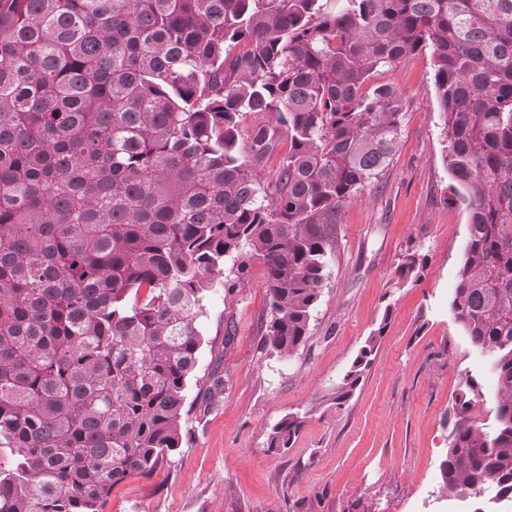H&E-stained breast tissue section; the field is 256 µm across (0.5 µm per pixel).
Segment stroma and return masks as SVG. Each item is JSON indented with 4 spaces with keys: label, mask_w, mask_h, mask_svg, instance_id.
Segmentation results:
<instances>
[{
    "label": "stroma",
    "mask_w": 512,
    "mask_h": 512,
    "mask_svg": "<svg viewBox=\"0 0 512 512\" xmlns=\"http://www.w3.org/2000/svg\"><path fill=\"white\" fill-rule=\"evenodd\" d=\"M377 80L405 98L399 150L338 211L336 257L304 349L284 359L264 347L266 268L226 263L201 319L187 435L156 469L115 485L104 512H463L442 489V468L466 378L483 393L473 421L496 425L495 380L449 312L467 215L446 200L430 52ZM412 252L427 266L405 279L399 266ZM378 328L374 360L337 405V385ZM216 369L224 393L207 404ZM289 414L304 424L291 447L270 452L268 433Z\"/></svg>",
    "instance_id": "stroma-1"
}]
</instances>
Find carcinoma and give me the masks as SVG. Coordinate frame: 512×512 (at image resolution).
Listing matches in <instances>:
<instances>
[{"label":"carcinoma","mask_w":512,"mask_h":512,"mask_svg":"<svg viewBox=\"0 0 512 512\" xmlns=\"http://www.w3.org/2000/svg\"><path fill=\"white\" fill-rule=\"evenodd\" d=\"M327 2L0 0V512H103L181 447L226 260L264 264L262 342L299 352L337 209L399 146L404 99L369 82L427 49L469 217L450 309L497 382L491 431L474 380L455 397L443 490L512 503V0Z\"/></svg>","instance_id":"cac0c4a2"}]
</instances>
